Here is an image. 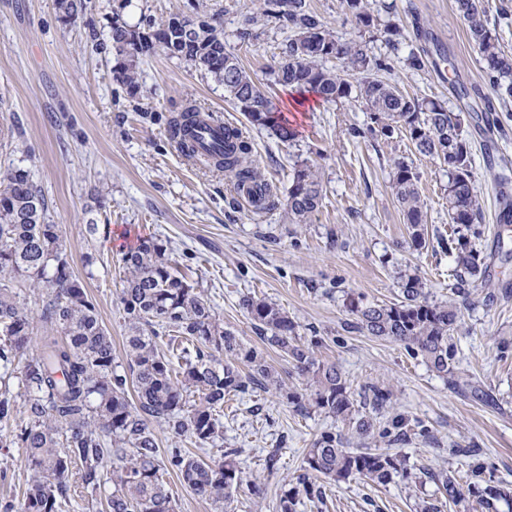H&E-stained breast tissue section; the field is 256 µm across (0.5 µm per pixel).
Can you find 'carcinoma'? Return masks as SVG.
<instances>
[{
	"instance_id": "1",
	"label": "carcinoma",
	"mask_w": 512,
	"mask_h": 512,
	"mask_svg": "<svg viewBox=\"0 0 512 512\" xmlns=\"http://www.w3.org/2000/svg\"><path fill=\"white\" fill-rule=\"evenodd\" d=\"M132 0H121L113 12L109 40L114 53L113 77L136 95L140 65L163 50L224 85V92L253 125L274 130L282 139L294 132L277 115L269 96L224 44V32L214 18L201 16L188 4L194 23L185 30L183 14L157 22L145 15L138 22L123 18ZM347 13L363 26H375L367 0H343ZM62 18L73 21L85 10L84 0H57ZM470 42L483 61L489 94L482 96L478 119L487 129L499 127L494 101L512 100V54L500 47L484 0H455ZM265 16L290 31L288 43L273 70L275 82L300 92H312L324 103L353 98L369 112L366 129L351 127L353 137L406 136L415 152L431 157L448 170V220L457 225L448 237V254L456 263L454 296L444 303L425 297L424 283L409 276L400 283L396 303L349 301L350 327L369 336L405 346L439 374L453 372L452 341L460 318L456 298L467 299L465 285L485 277V258L471 242L479 237L474 225L483 221L480 193L472 173V143L465 136L463 117L438 101H421L402 94L386 74L389 59L368 53L361 45L342 43L331 34L305 0H267ZM384 39L397 52L405 41L397 23L385 25ZM431 52L420 46L406 57L412 69H423ZM342 61L338 71L326 65ZM194 105L171 121L170 132L183 155L192 134ZM217 172L234 184L250 182L268 188L251 159V146L236 128L227 133ZM419 175L404 161L394 163L392 186L401 207L412 246H426ZM322 186L311 167L296 168L288 188V217L304 223L318 210ZM47 203L30 171L9 166L0 172V447L25 450L32 476L21 501L0 503V512H59L69 499V476L78 468L84 491L94 495L105 485L106 512H175L162 473L172 472L196 496L224 512L234 495L246 488L260 497L237 458L241 449H224V459L207 462L202 453L224 441V398L274 389L297 412L313 406L328 416L355 425L367 439L388 444L408 440L406 420L397 415L381 425L363 413L367 405L380 411L390 393L371 386L369 401L359 402L341 369L316 359L319 340L300 341L296 325L277 304L247 297L242 306L265 346L280 350L305 381V387L284 388L264 353L246 346L224 328L213 307L196 286L174 273L168 245L144 238L121 258L127 276L118 300L124 312L126 336L123 363L115 361L112 335L102 324L93 299L75 274L63 246L59 225L47 222ZM39 291L41 321L48 326L39 337V353L26 355L33 340L34 321L25 288ZM174 334L182 339L175 357L158 349L157 340ZM134 389L135 399L129 398ZM192 444L161 451L154 426ZM407 473L400 452L380 448H349L341 435L323 432L307 452L303 474L285 490L278 512H296L298 496L323 498L316 474L336 483L361 479L377 486ZM444 490V501L458 505L472 497L489 512L503 504L512 512V491L499 485L493 472L472 467L461 484L446 474H431Z\"/></svg>"
}]
</instances>
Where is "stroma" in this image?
<instances>
[{
  "mask_svg": "<svg viewBox=\"0 0 512 512\" xmlns=\"http://www.w3.org/2000/svg\"><path fill=\"white\" fill-rule=\"evenodd\" d=\"M198 11L218 17L227 50L285 110L292 141L248 122L224 88L186 62L157 52L141 66V88L129 95L112 74L108 34L112 0H87L75 21H64L56 0H0V166L30 171L51 223L60 226L73 269L86 284L124 353L125 326L117 295L124 278L122 254L143 237L168 241L177 270L203 291L224 326L249 345L259 339L245 297L280 306L302 340L318 337L319 360L339 366L353 391L390 389L387 414L404 415L428 430L429 439L400 444L410 478L385 486L361 480L324 481L319 501L300 498L297 512H416L438 499L432 474L466 481L472 462L512 487V230L497 220L500 190L487 156L512 163V117L489 132L472 116L477 97L458 99L456 84L485 88L483 62L469 42L454 0H368L380 22L394 21L409 44L432 48L431 64L410 69L392 57L390 78L399 90L443 101L465 113L473 145L472 172L485 221L476 247L486 258L485 278L469 290V304L454 334L451 375L432 371L398 343L349 329L350 296L392 303L402 277L425 284L428 301H447L455 282L448 254V176L438 161L419 156L406 137L354 138L349 127L369 121L362 104L343 99L294 105L271 72L289 32L263 15L264 0H197ZM340 40L362 43L374 55L388 49L377 30L347 14L342 0H306ZM243 130L253 158L271 184L275 205L256 212L239 200L223 175L192 165L178 151L169 122L187 104ZM419 173L427 245L411 244L392 188L395 161ZM309 165L323 186L322 204L304 224L287 214L295 167ZM97 225L89 234L87 225ZM469 390H459L460 382ZM335 431L351 447L364 440L346 423L316 408L299 413L274 393L235 396L224 403V444L240 449V467L262 497L241 491L231 512H276L286 481L301 474L304 457L322 432ZM280 453L268 471L269 451ZM31 476L19 448H0V501L19 500Z\"/></svg>",
  "mask_w": 512,
  "mask_h": 512,
  "instance_id": "obj_1",
  "label": "stroma"
}]
</instances>
